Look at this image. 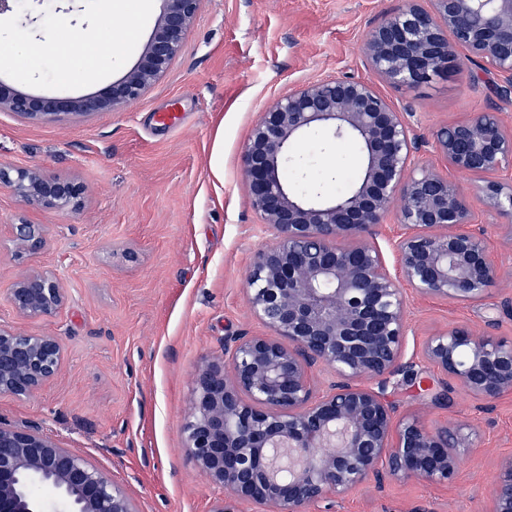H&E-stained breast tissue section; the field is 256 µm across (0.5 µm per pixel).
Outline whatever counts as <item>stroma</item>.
Segmentation results:
<instances>
[{"label": "stroma", "mask_w": 512, "mask_h": 512, "mask_svg": "<svg viewBox=\"0 0 512 512\" xmlns=\"http://www.w3.org/2000/svg\"><path fill=\"white\" fill-rule=\"evenodd\" d=\"M67 0H25L0 16V28L50 40ZM402 0H203L181 55L141 99L120 112L37 120L0 112V166L34 168L69 177L84 188L80 206L62 212L30 206L0 185V323L59 339L60 374L30 398L0 394V421L32 423L108 469L134 492L142 512H210L220 488L187 456L181 425L189 412L198 366L224 339L264 333L244 288L253 256L274 235L253 209L240 169L250 131L277 97L339 75L367 78L363 56L370 31ZM145 0L139 36L118 44L112 68L94 81L60 86L49 76L25 77L0 63V81L33 95L67 91L95 95L138 61L160 13ZM390 97L421 137L418 166L448 175L467 195L472 221L497 223L469 175L450 170L431 146L440 127L487 111L488 83L473 84L469 68L440 74L409 91L386 83ZM183 99L181 123H157L158 113ZM361 173L354 152L329 145L313 131L299 142L288 170L296 192L348 194ZM24 216L48 230L40 254L18 255L13 224ZM491 256L505 280L481 303L457 305L406 289L410 330L404 362L418 377H443L422 360L435 331L464 327L512 344V247L491 232ZM53 272L67 302L49 319L18 315L10 290L28 270ZM448 405L429 404L436 428L461 419L477 431V447L462 449L457 479L365 487L313 505L312 512H484L485 492L499 460L512 455V397L486 407L452 387Z\"/></svg>", "instance_id": "obj_1"}]
</instances>
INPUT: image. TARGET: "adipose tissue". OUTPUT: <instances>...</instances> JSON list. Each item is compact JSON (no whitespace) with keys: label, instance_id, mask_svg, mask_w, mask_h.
Instances as JSON below:
<instances>
[{"label":"adipose tissue","instance_id":"1","mask_svg":"<svg viewBox=\"0 0 512 512\" xmlns=\"http://www.w3.org/2000/svg\"><path fill=\"white\" fill-rule=\"evenodd\" d=\"M0 44L9 47V60L21 71L30 75L50 71L71 83L96 79L112 65V45L108 42L92 43L89 53L79 59L66 56L59 42L33 44L25 33L12 30L0 32Z\"/></svg>","mask_w":512,"mask_h":512}]
</instances>
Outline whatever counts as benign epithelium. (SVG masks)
I'll list each match as a JSON object with an SVG mask.
<instances>
[{
    "label": "benign epithelium",
    "instance_id": "1",
    "mask_svg": "<svg viewBox=\"0 0 512 512\" xmlns=\"http://www.w3.org/2000/svg\"><path fill=\"white\" fill-rule=\"evenodd\" d=\"M154 31L139 61L105 92L45 97L0 82V112L31 119L119 111L154 87L180 55L202 0H160ZM404 0L369 33L363 52L372 72L409 91L467 60L495 75L492 95L512 98V0ZM319 129L352 140L363 160L355 189L327 201L291 191L285 176L294 144ZM419 137L394 103L369 80L334 77L276 98L252 128L241 154L251 204L275 232L253 258L245 293L271 335L230 336L199 366L182 423L195 468L224 490L210 512H237L251 502L265 512H310L330 496L371 483L452 482L461 449L478 434L462 425L428 428L419 411L392 399L403 374L407 283L424 296L483 302L502 267L487 247L489 224L471 223L453 181L417 169ZM448 167L482 181L486 206L509 224L512 129L497 108L432 135ZM0 185L22 200L71 211L80 187L38 170L0 166ZM396 214L401 235L389 264L378 238ZM48 244L42 224H14L18 254ZM67 295L56 276L35 268L17 279L10 303L21 316L53 317ZM424 359L471 397L490 405L512 395V346L465 328L428 337ZM63 348L51 335L0 324V394L35 395L61 371ZM335 374L319 391L314 372ZM53 492L65 512H141L111 473L61 446L38 425L0 423V512H45L34 489ZM487 512H512V455L500 459L487 491Z\"/></svg>",
    "mask_w": 512,
    "mask_h": 512
}]
</instances>
